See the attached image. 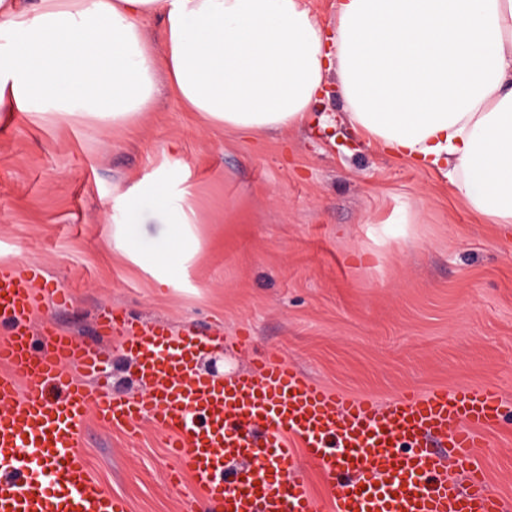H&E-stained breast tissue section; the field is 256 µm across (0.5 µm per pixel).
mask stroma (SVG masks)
<instances>
[{
  "label": "stroma",
  "instance_id": "35a3bbf8",
  "mask_svg": "<svg viewBox=\"0 0 512 512\" xmlns=\"http://www.w3.org/2000/svg\"><path fill=\"white\" fill-rule=\"evenodd\" d=\"M327 74L310 125L245 140L187 112L166 89L129 130L54 112H0V267L39 268L35 329L104 355L114 397L143 393L106 311L224 332L202 371L255 369L273 353L313 383L386 402L410 391L491 385L505 421L477 450L512 501V239L470 211L441 175L397 160L354 129ZM177 178H169L170 167ZM188 216L198 251L160 288L112 248L129 224L143 254L164 249L151 184ZM137 192L134 214L123 198ZM169 435L89 420L91 474L127 512H194Z\"/></svg>",
  "mask_w": 512,
  "mask_h": 512
}]
</instances>
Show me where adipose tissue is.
I'll list each match as a JSON object with an SVG mask.
<instances>
[{
	"instance_id": "ef3b65f1",
	"label": "adipose tissue",
	"mask_w": 512,
	"mask_h": 512,
	"mask_svg": "<svg viewBox=\"0 0 512 512\" xmlns=\"http://www.w3.org/2000/svg\"><path fill=\"white\" fill-rule=\"evenodd\" d=\"M0 27V112L116 128L151 108L162 77L188 111L263 137L304 125L336 70L355 129L512 234V0H336L330 33L306 0H0ZM167 214L171 250L132 257L161 288L195 246L187 215Z\"/></svg>"
}]
</instances>
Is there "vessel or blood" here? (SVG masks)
<instances>
[{
	"instance_id": "1",
	"label": "vessel or blood",
	"mask_w": 512,
	"mask_h": 512,
	"mask_svg": "<svg viewBox=\"0 0 512 512\" xmlns=\"http://www.w3.org/2000/svg\"><path fill=\"white\" fill-rule=\"evenodd\" d=\"M37 276L0 267V320L13 325L0 337V512H126L85 463L92 413L115 428L147 419L166 431L179 470L224 512H317L294 476L301 462L325 477L328 512H505L476 459L504 417L496 388L407 392L381 406L329 392L276 356L224 379L198 367L220 332L176 335L108 313L146 389L115 398L95 379L97 348L48 327L46 350L32 354ZM228 459L245 469L225 472Z\"/></svg>"
}]
</instances>
